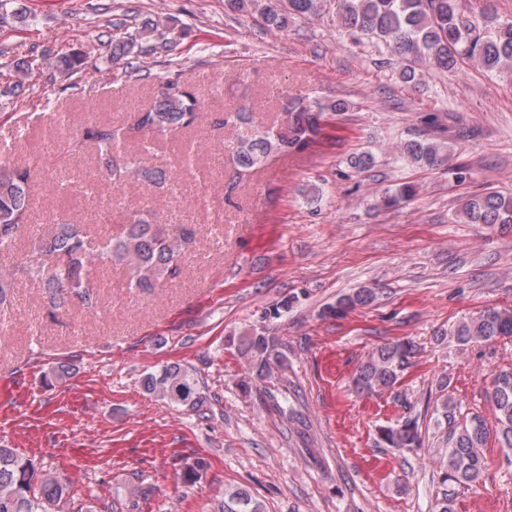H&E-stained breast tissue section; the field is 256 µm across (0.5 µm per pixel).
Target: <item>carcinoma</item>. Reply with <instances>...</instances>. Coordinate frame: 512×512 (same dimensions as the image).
<instances>
[{
    "label": "carcinoma",
    "instance_id": "cac0c4a2",
    "mask_svg": "<svg viewBox=\"0 0 512 512\" xmlns=\"http://www.w3.org/2000/svg\"><path fill=\"white\" fill-rule=\"evenodd\" d=\"M324 0H224L232 13L253 12L266 27L284 32L296 16H315L322 12ZM337 25L360 38L384 43L397 58L403 82L417 84L422 69L434 68L450 76L463 65L472 63L485 73L512 80V19L501 18L492 6L480 11L468 10L463 0H336ZM140 35L112 45V61L119 63L146 51ZM80 52L61 55L55 66L66 74L82 69ZM282 121L267 128L251 129V103L243 98L222 112H206L201 97L181 88L179 80L166 82L151 108L130 113L121 123L96 121L79 133L60 131L68 139V153L78 160L88 145L99 156L112 160L108 179L113 184L143 182L157 189L171 190L181 179L196 173L193 144L185 145L177 156L175 169L148 168L143 155L150 154L164 136L190 131L204 121L210 126L238 130L232 141L224 143L228 160L237 179L226 183L229 196L256 169L273 156H283L306 148L318 134L324 113L341 112V102H307L288 89L280 91ZM401 158L423 168L434 169L447 162V146L436 138L411 139L400 148ZM41 173L36 167L13 168L10 153L0 154V252L15 249L17 240L30 228V182ZM416 185L402 183L384 191L378 206L392 209L412 200ZM456 224H478L501 235L512 233V196L494 189L467 195L452 214ZM197 228L174 222L153 224L146 210H131L124 216L123 229L117 235L107 231L92 246L82 224L61 222L47 234L32 237L29 250L19 254L16 266L0 271V310L11 304L16 276L26 274L37 279L48 294L47 316L54 320L67 311L73 300L88 312L98 308L100 287L96 274L120 270L128 274L127 287L143 294L180 280L188 252L193 248ZM376 299V289L362 287L341 295L323 308L321 316L337 317ZM512 337V308L487 306L479 314L464 318L435 341L450 340L464 348L488 345ZM237 351L246 364L248 380L240 382L247 392L249 381L265 380L288 368L283 344L267 326L258 325L237 339ZM417 346L403 339L379 346L353 378L356 391L373 394L397 389L403 371L415 356ZM142 390L161 401L187 411H196L208 400L207 388L198 373L179 364H167L140 380ZM486 397L495 412V435L503 452L501 463L512 466V368L493 374ZM425 414L411 413L378 427L379 442L388 448L416 452L432 440L437 455L433 480L441 491L437 512H455L459 489L485 482L486 455L490 431L484 419L473 414L458 417L460 407L449 392L448 376L435 383V396L426 399ZM94 512L91 506L75 502L69 496V483L52 475L45 466L15 448L0 446V512ZM224 512H264L263 505L244 489H237L224 503Z\"/></svg>",
    "mask_w": 512,
    "mask_h": 512
}]
</instances>
